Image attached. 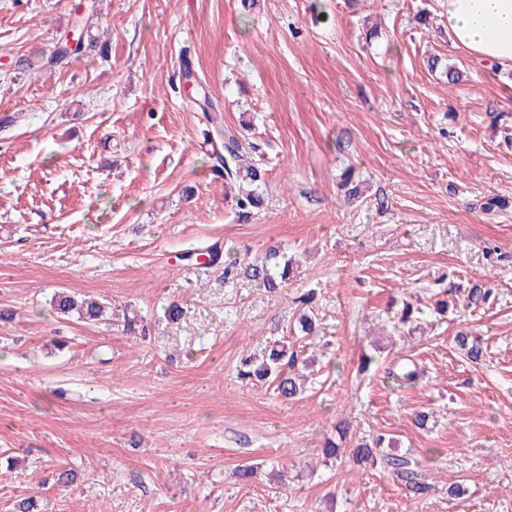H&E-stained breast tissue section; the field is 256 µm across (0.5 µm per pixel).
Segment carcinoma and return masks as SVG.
<instances>
[{"mask_svg": "<svg viewBox=\"0 0 512 512\" xmlns=\"http://www.w3.org/2000/svg\"><path fill=\"white\" fill-rule=\"evenodd\" d=\"M215 133L221 140V149L209 156L214 161L212 168L217 173L224 174L225 199L230 201L239 216L248 218L263 202L260 193L262 171L246 159V150L250 148V143L244 134L236 135L222 126ZM279 257L280 250L270 249L262 259L247 263L250 277L272 290L282 287L290 279L292 268L290 261L281 263ZM492 292L493 289L482 283L473 284L466 296V307H476L486 302ZM52 307L61 315L75 312L78 319L87 324L104 320L107 309L105 303L95 297L78 299L65 292L54 295ZM457 342L470 361L476 363L481 360L483 351L480 337L462 333L457 336ZM297 362V353L288 352L285 346L271 349L260 362L246 355L240 361L239 378L251 385L266 383L281 398L292 400L300 394L303 384V378L296 370ZM388 374L402 381L412 382L420 377L421 371L415 363L407 362L394 366L388 370ZM384 441L385 438L379 436L371 444L358 445L355 449L356 460L363 463L369 461L373 465L381 462L412 492L419 494L427 490L428 486L421 482L422 474L418 471V463L407 456L385 452Z\"/></svg>", "mask_w": 512, "mask_h": 512, "instance_id": "cac0c4a2", "label": "carcinoma"}]
</instances>
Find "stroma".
Listing matches in <instances>:
<instances>
[{
    "label": "stroma",
    "mask_w": 512,
    "mask_h": 512,
    "mask_svg": "<svg viewBox=\"0 0 512 512\" xmlns=\"http://www.w3.org/2000/svg\"><path fill=\"white\" fill-rule=\"evenodd\" d=\"M443 25L439 0H0V512H512V206L483 208L512 202V68ZM76 30L79 54L53 61ZM213 112L264 171L245 221L207 157ZM212 245L240 262L278 247L294 276L270 290L186 260ZM452 281L493 297L438 315ZM62 290L146 337L57 314ZM277 342L317 360L301 399L237 378ZM405 358L421 377L388 379ZM381 434L427 493L355 462Z\"/></svg>",
    "instance_id": "35a3bbf8"
}]
</instances>
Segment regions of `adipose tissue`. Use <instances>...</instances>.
Segmentation results:
<instances>
[{
  "label": "adipose tissue",
  "mask_w": 512,
  "mask_h": 512,
  "mask_svg": "<svg viewBox=\"0 0 512 512\" xmlns=\"http://www.w3.org/2000/svg\"><path fill=\"white\" fill-rule=\"evenodd\" d=\"M442 15L455 46L512 66V0H442Z\"/></svg>",
  "instance_id": "adipose-tissue-1"
}]
</instances>
